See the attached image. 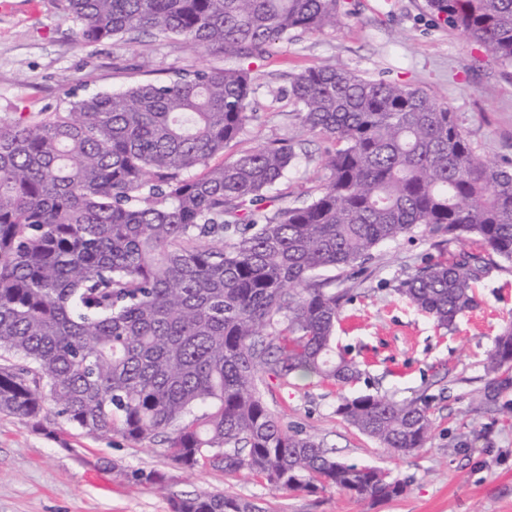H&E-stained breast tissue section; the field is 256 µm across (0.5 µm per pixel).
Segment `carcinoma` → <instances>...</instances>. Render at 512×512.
Masks as SVG:
<instances>
[{"mask_svg":"<svg viewBox=\"0 0 512 512\" xmlns=\"http://www.w3.org/2000/svg\"><path fill=\"white\" fill-rule=\"evenodd\" d=\"M80 44L150 31L243 63L295 33L336 30L340 0H59ZM438 24L512 69V0H426ZM248 66L190 68L68 112L0 117V412L44 427L45 396L71 426L102 438L163 437L184 470L247 473L272 486L327 487L393 500L407 484L346 463L283 427L260 387L291 376L348 385L359 365L334 329L356 272L382 244L416 236L475 241L438 255L395 291L440 329L475 307L496 256L512 265V160L489 163L456 113L407 85L318 66L293 75L301 127L330 143L327 178L274 207L300 141L268 139L211 160L256 120ZM476 410L512 390V326L485 359ZM431 398L343 397L336 414L395 455L425 446ZM165 488L159 470L123 472ZM171 512H265L223 493L171 500Z\"/></svg>","mask_w":512,"mask_h":512,"instance_id":"obj_1","label":"carcinoma"}]
</instances>
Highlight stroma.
Listing matches in <instances>:
<instances>
[{
	"label": "stroma",
	"instance_id": "obj_1",
	"mask_svg": "<svg viewBox=\"0 0 512 512\" xmlns=\"http://www.w3.org/2000/svg\"><path fill=\"white\" fill-rule=\"evenodd\" d=\"M341 2L340 28L281 41L256 64L262 78L251 107L258 119L240 147L275 136L301 141L299 159L278 186L283 203L306 199L323 177L327 143L302 131L288 100L289 76L318 65L421 89L456 112L479 155L512 159V77L484 61L477 43L436 25L424 0ZM75 30L57 0H0L1 118L66 112L80 98L121 92L180 69L235 65L224 55L144 32L130 48H82ZM433 253L418 238L385 244L352 279L355 297L342 310L335 336L359 363V383L342 387L298 376L261 390L283 426L322 441L346 462L391 470L408 484L404 497L372 502L335 488H274L244 473H190L174 467L156 440L100 439L73 428L64 445L48 435L65 427L49 402L42 431L0 413V512H170V499L204 491L253 500L267 512H512V422L497 411L474 410L487 382L485 354L512 325V266L491 261L475 284L477 306L443 331L394 291ZM423 391L433 398V427L425 448L404 457L392 456L336 413L343 396L378 392L402 400ZM137 468L166 472V488L128 484L122 470Z\"/></svg>",
	"mask_w": 512,
	"mask_h": 512
}]
</instances>
